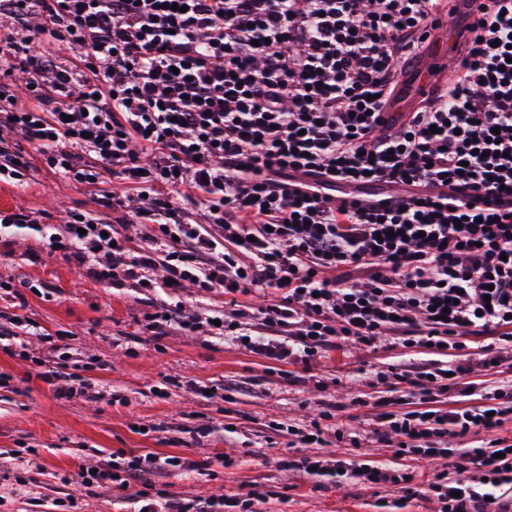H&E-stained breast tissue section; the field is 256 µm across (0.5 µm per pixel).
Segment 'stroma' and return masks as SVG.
<instances>
[{
	"label": "stroma",
	"instance_id": "35a3bbf8",
	"mask_svg": "<svg viewBox=\"0 0 512 512\" xmlns=\"http://www.w3.org/2000/svg\"><path fill=\"white\" fill-rule=\"evenodd\" d=\"M93 196L92 189L44 169L21 186L0 182V209L22 206L55 217L93 208ZM1 276L14 280L25 305L17 309L0 300V311L17 312L61 350L79 353L78 375L103 397L58 398L36 364L0 348V373L12 377L10 387L0 388V512H66L57 501L70 494L79 512H120L122 491L66 485L59 477L116 455L147 453L180 458L164 478L178 498L274 490V497L255 503L256 512H382L378 500H395L387 487L337 484L291 468L302 449L289 447L267 423H310L325 402L337 406L345 426L366 429L379 399L367 390L366 375L395 362L396 352L342 347L311 365L293 366L288 381L278 364L228 340L176 333L158 338L145 330L144 316L166 294L99 283L27 229L0 234ZM42 336L26 337L30 352L40 353ZM167 375L196 387L155 396L153 386ZM243 380L247 391L225 404L226 387ZM319 381L324 389H316ZM205 387L214 396L202 395ZM142 425L148 434L139 433ZM224 455L231 468L217 465Z\"/></svg>",
	"mask_w": 512,
	"mask_h": 512
}]
</instances>
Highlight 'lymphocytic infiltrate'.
I'll return each instance as SVG.
<instances>
[{"label":"lymphocytic infiltrate","instance_id":"lymphocytic-infiltrate-1","mask_svg":"<svg viewBox=\"0 0 512 512\" xmlns=\"http://www.w3.org/2000/svg\"><path fill=\"white\" fill-rule=\"evenodd\" d=\"M455 0H0V180L32 160L79 184L110 171L112 221L73 208L0 224L40 234L113 288L224 294L165 303L155 336H219L283 365L331 348L407 349L369 385L393 392L367 435L286 425L290 446L370 439L444 458L415 474L332 455L301 472L396 487L438 512H512V0H482L461 60L416 111L390 113L397 67ZM52 49L36 52V36ZM27 75V103L9 79ZM22 137L34 159L11 153ZM147 226L143 237L131 223ZM265 293L263 305L250 300ZM419 401L403 409L401 398ZM464 439L461 448L449 437ZM175 458H116L64 483L126 491L136 512H254L159 488Z\"/></svg>","mask_w":512,"mask_h":512}]
</instances>
